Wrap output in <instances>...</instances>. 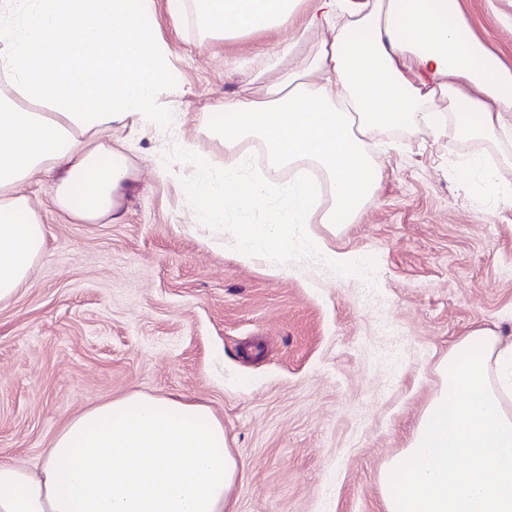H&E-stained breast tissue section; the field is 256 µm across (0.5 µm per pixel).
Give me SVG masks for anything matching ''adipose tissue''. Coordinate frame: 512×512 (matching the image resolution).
I'll use <instances>...</instances> for the list:
<instances>
[{
  "instance_id": "obj_1",
  "label": "adipose tissue",
  "mask_w": 512,
  "mask_h": 512,
  "mask_svg": "<svg viewBox=\"0 0 512 512\" xmlns=\"http://www.w3.org/2000/svg\"><path fill=\"white\" fill-rule=\"evenodd\" d=\"M154 5L0 0V302L45 246L26 182L52 176V204L71 219L119 221L131 170L102 138L167 126L157 99L178 82ZM170 18L214 45L242 31H294L280 54L300 55L298 69L204 113L202 127L231 150L259 139L272 166H309L320 183L276 195L244 167L219 174L191 152L168 171L186 177L197 223L223 224L230 208L263 214L237 225L236 242L270 275L287 269L294 225L350 224L374 199L375 135H439L452 123L499 149L512 141V69L475 35L460 0H177ZM453 172L473 181L474 207L512 205V184L481 155H461ZM438 374L407 447L379 473L385 512H512V337L472 328ZM241 480L207 407L136 392L73 417L39 473L1 461L0 512H236Z\"/></svg>"
}]
</instances>
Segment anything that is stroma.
<instances>
[{"instance_id":"1","label":"stroma","mask_w":512,"mask_h":512,"mask_svg":"<svg viewBox=\"0 0 512 512\" xmlns=\"http://www.w3.org/2000/svg\"><path fill=\"white\" fill-rule=\"evenodd\" d=\"M512 68V0H461ZM159 31L179 82L158 101L165 130H113L133 173L119 222L61 218L52 180L25 193L43 215L42 256L0 303V460L37 468L88 407L133 392L200 403L243 466L237 512H383L378 475L406 448L438 389L435 370L473 325L512 336V208L471 206L448 173L481 150L453 129L385 135L372 148L377 196L355 223L312 225L353 266L301 246L268 275L193 224L194 201L163 169L195 147L231 157L203 113L264 70L288 30L217 47L192 24Z\"/></svg>"}]
</instances>
